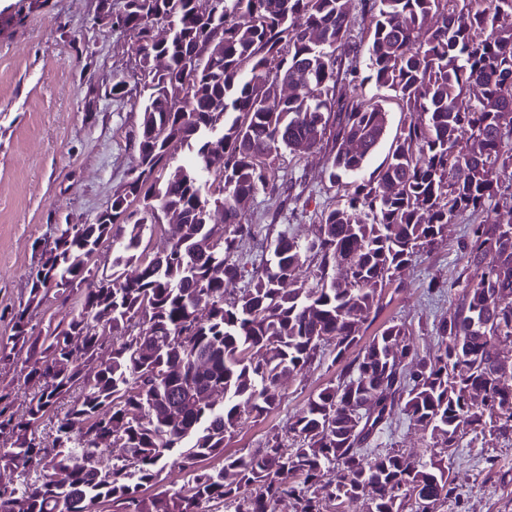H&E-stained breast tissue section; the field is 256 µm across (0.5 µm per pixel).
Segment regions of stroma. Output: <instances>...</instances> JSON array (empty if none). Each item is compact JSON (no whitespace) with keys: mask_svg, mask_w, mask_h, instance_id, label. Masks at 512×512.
I'll list each match as a JSON object with an SVG mask.
<instances>
[{"mask_svg":"<svg viewBox=\"0 0 512 512\" xmlns=\"http://www.w3.org/2000/svg\"><path fill=\"white\" fill-rule=\"evenodd\" d=\"M99 0H0V335L27 296L40 248L68 224H89L110 203L134 164L130 139L139 120L136 97L115 98L113 82L130 75L136 50L120 29L101 24ZM330 148L276 162V185L287 199L276 208L259 191L247 223L310 233L323 206L342 190L325 174ZM457 221L433 249L421 252L385 290L382 319L406 324L420 355L436 349L435 316L452 312L455 293L428 300L431 280L463 266ZM332 354L281 391L274 409L246 420L229 455L260 447L284 431L308 397L335 380ZM454 491L441 512H512V440L467 434L448 456Z\"/></svg>","mask_w":512,"mask_h":512,"instance_id":"stroma-1","label":"stroma"}]
</instances>
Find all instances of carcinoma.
<instances>
[{
    "instance_id": "obj_1",
    "label": "carcinoma",
    "mask_w": 512,
    "mask_h": 512,
    "mask_svg": "<svg viewBox=\"0 0 512 512\" xmlns=\"http://www.w3.org/2000/svg\"><path fill=\"white\" fill-rule=\"evenodd\" d=\"M102 2L98 18L137 45V175L113 189L108 223L68 225L40 250L0 338V363L21 364L29 387L22 411L0 389V476L35 474L0 512H336L361 499L366 512H416L415 490L440 512L461 439L512 435V195L488 205L512 170V0H371L363 54L352 0ZM361 63L389 95L365 98ZM389 100L405 112L393 135ZM325 140L329 182L353 191L310 235L281 230L270 259L240 262L275 160ZM184 150L194 161L163 174ZM466 216L465 265L427 287L459 289L436 353L390 321L347 359L385 288ZM148 224L169 234L147 261ZM103 250L112 267L94 274ZM51 287L78 310L39 330ZM328 347L336 382L285 432L224 456L245 417L270 412ZM402 421L429 435V457L374 447ZM208 458L223 464L199 467ZM168 467L191 495H143Z\"/></svg>"
}]
</instances>
